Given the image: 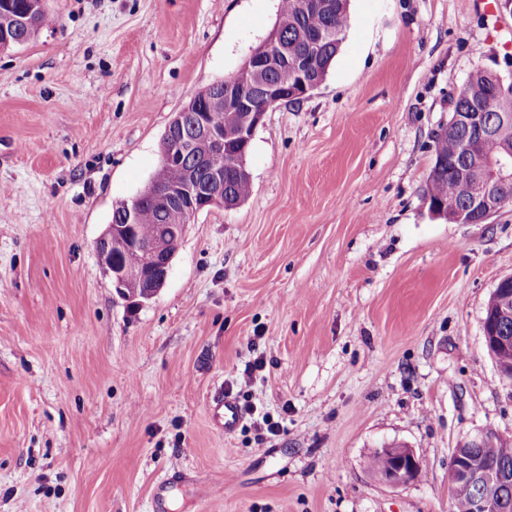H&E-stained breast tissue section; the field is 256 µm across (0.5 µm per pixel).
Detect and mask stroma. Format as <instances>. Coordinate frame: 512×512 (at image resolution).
<instances>
[{
  "label": "stroma",
  "instance_id": "35a3bbf8",
  "mask_svg": "<svg viewBox=\"0 0 512 512\" xmlns=\"http://www.w3.org/2000/svg\"><path fill=\"white\" fill-rule=\"evenodd\" d=\"M45 5L0 51V512H450L453 449L512 438L482 329L512 275V204L453 224L425 190L468 76L512 80V11L350 0L325 81L257 127L248 198L197 213L161 291L131 305L97 258L112 210L279 0ZM222 395L279 433L249 414L225 431ZM391 441L417 480L378 479ZM375 451L384 453L390 460L384 456L373 453L371 458V465L377 473H384L389 469L386 474H379L380 480L389 486H400L406 484L418 476H415L419 468V461L413 448H408L402 443H388L383 444L381 448H376Z\"/></svg>",
  "mask_w": 512,
  "mask_h": 512
}]
</instances>
